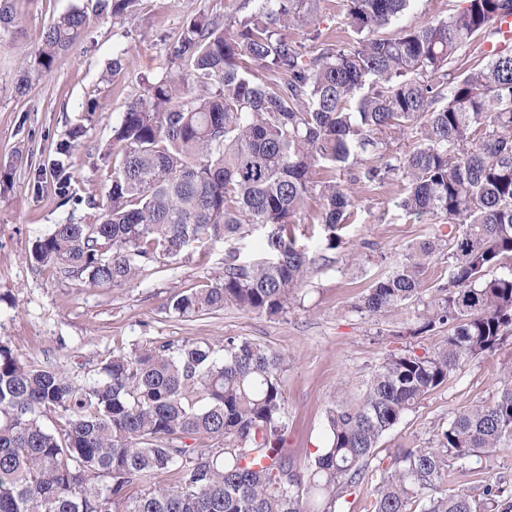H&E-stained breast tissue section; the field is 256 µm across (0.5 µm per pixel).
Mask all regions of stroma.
Instances as JSON below:
<instances>
[{"label":"stroma","instance_id":"1","mask_svg":"<svg viewBox=\"0 0 512 512\" xmlns=\"http://www.w3.org/2000/svg\"><path fill=\"white\" fill-rule=\"evenodd\" d=\"M85 2L18 0L25 20L22 48L34 47L52 19ZM342 4L307 0L301 21L287 30L289 37L307 44L309 30L317 27L328 40L350 42L352 31L338 22ZM200 13L228 22L244 15L245 0H138L127 16L93 23L82 42L24 96L14 89V55L0 53V342L22 358L76 377L95 374L114 351L152 342L218 343L240 336L266 345L288 357L286 446L304 468L325 444L328 406L355 396L383 358L401 348L396 332L413 324L419 309L410 303L377 317L354 309L408 247L439 228L437 220L419 219L401 208L399 182L375 188L354 185L357 207L334 250L325 246L319 199H308L297 216L296 238L313 265L287 311L277 316L228 306L178 318L171 309L174 293L218 277L229 258L241 263L267 258V230L261 226L230 239L193 244L121 287L85 288L31 267L36 239L67 219L86 222L91 216L86 207L60 205L57 167L66 169L77 195L99 191L108 170L103 152L113 128L143 95L146 81L169 74L171 44ZM119 52L124 69L108 77V66ZM76 126L83 129L79 150L59 158L55 143L67 139ZM511 363L512 337L497 351L467 360L445 386L381 438L378 462L388 464L397 450L428 442L458 410L489 401ZM498 475L512 482V447L454 466L448 485L477 494Z\"/></svg>","mask_w":512,"mask_h":512}]
</instances>
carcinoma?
I'll return each instance as SVG.
<instances>
[{"mask_svg": "<svg viewBox=\"0 0 512 512\" xmlns=\"http://www.w3.org/2000/svg\"><path fill=\"white\" fill-rule=\"evenodd\" d=\"M14 2L0 0V52L22 35ZM135 2L95 0L59 15L19 55L16 93L94 21L121 18ZM254 2L229 29L204 13L187 22L170 54L176 74L147 83L113 129L110 174L86 199L92 223L68 220L37 239L33 269L111 288L195 242L259 224L270 228V257L229 260L215 280L174 295L172 310L277 316L312 264L292 218L318 196L327 246L338 247L354 198L336 172L348 171L356 184L402 182L407 213L450 226L410 246L355 310L377 316L420 301L406 335L446 327L445 343L387 355L357 402L328 407L326 443L302 470L284 445L288 357L252 340L147 344L81 382L0 342V512H337L372 480L383 435L512 332V273L486 277L512 257V47L470 53L495 37L512 0H463L421 25L402 24L416 0H344L353 41L318 31L307 50L284 33L304 0ZM264 71L271 77H257ZM408 133L416 145L398 156L392 144ZM363 153L371 160L355 174ZM318 165L326 177L313 181ZM443 253L448 283L423 302V272ZM511 446L510 366L489 402L391 457L369 512H512L504 479L479 498L443 488L451 463Z\"/></svg>", "mask_w": 512, "mask_h": 512, "instance_id": "carcinoma-1", "label": "carcinoma"}]
</instances>
